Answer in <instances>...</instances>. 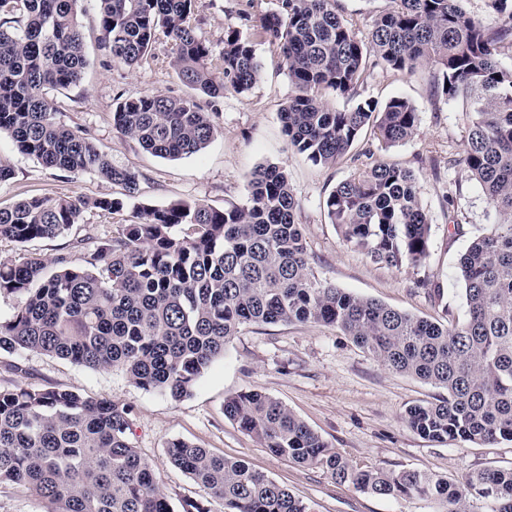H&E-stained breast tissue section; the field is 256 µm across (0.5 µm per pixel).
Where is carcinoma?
<instances>
[{
  "label": "carcinoma",
  "mask_w": 512,
  "mask_h": 512,
  "mask_svg": "<svg viewBox=\"0 0 512 512\" xmlns=\"http://www.w3.org/2000/svg\"><path fill=\"white\" fill-rule=\"evenodd\" d=\"M81 0H0V135L43 165L97 173L128 194L138 175L112 165L87 133L56 121L50 88L76 83L87 65L78 21ZM101 49L117 65L141 63L164 37L171 65L194 94L148 93L118 103L113 124L161 158L204 150L216 127L197 96L250 92L262 69L254 38L279 49L294 87L280 112L289 144L316 165L341 159L367 128L387 146L417 132V107L404 97L351 109L326 95L353 96L368 66L434 71L435 92L463 96L471 111L454 159L481 185L496 221L458 262L468 316L443 324L330 286L314 273L299 203L287 173L257 168L242 202L222 210L175 201L145 208L77 263L55 269L30 257L0 258V294L20 297L0 320V351L39 352L88 369H122L146 392L190 395L231 336L247 325L332 326L389 369L447 391L410 407L407 422L432 441H512V0H488L478 18L463 0H390L367 38L337 0H278L255 35L224 31L214 56L194 25L198 0H98ZM121 198H31L0 207V240L55 238L87 210L115 213ZM343 240L390 266L429 254L431 224L415 173L377 160L339 182L323 203ZM134 408L48 386L0 387V483L48 505V512H211L186 498L174 510L156 470L131 443ZM224 415L276 457L324 470L340 485L378 497L418 496L442 512H512V468L460 480L414 470L363 466L330 448L279 400L256 390L225 400ZM169 463L220 501L224 512H310L266 474L182 439ZM480 510H475V505Z\"/></svg>",
  "instance_id": "cac0c4a2"
}]
</instances>
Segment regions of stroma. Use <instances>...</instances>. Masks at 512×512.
I'll return each instance as SVG.
<instances>
[{"label": "stroma", "instance_id": "1", "mask_svg": "<svg viewBox=\"0 0 512 512\" xmlns=\"http://www.w3.org/2000/svg\"><path fill=\"white\" fill-rule=\"evenodd\" d=\"M275 0H199L197 32L213 51L223 47L230 28L251 33L273 11ZM89 64L80 80L52 94L57 121L86 130L113 165L135 171L137 191L123 210L104 215L86 211L83 222L53 239L25 244L0 241V257L21 259L30 253L46 258L72 251L77 239L110 237L118 225L136 222L145 207L183 200L223 209L240 202L253 171L262 165L283 168L299 202L296 220L304 227L311 265L319 278L354 295L428 319L463 321L467 307L458 278V259L470 242L487 233L494 213L478 182L464 169L448 164L466 135L469 108L463 99L433 94L428 71L397 74L371 69L357 98L386 102L400 96L419 112L415 136L384 146L366 134L353 154L371 149L376 158L415 171L418 193L431 224L429 255L419 265L393 268L373 262L343 242L331 224L323 201L337 183L356 168L351 156L335 165L317 166L288 143L280 112L292 93L282 55L256 43L262 65L260 82L247 94L225 90L204 100L218 128L199 154L163 159L119 133L112 113L118 102L144 93L189 95L172 66V48L159 39L153 57L127 68L113 64L100 48L96 0H83L79 16ZM357 98H337L339 109ZM0 160L12 176L0 183V207L31 198L124 197L122 186L94 173H68L45 167L0 137ZM22 371H14V364ZM14 384L56 386L87 397H107L135 409L132 441L158 472L171 502L206 497V490L172 466L165 455L168 441L181 438L211 453L241 459L310 505L312 512H436L433 502L417 497H375L336 484L322 469L306 467L269 453L225 417L224 401L236 393L257 390L288 406L331 448L356 462L385 470H418L451 479L489 467L512 466V441L493 445L434 442L407 423L409 407L435 400L442 389L389 370L332 327L278 323L240 329L199 379L192 394L173 400L135 387L117 368L92 370L36 352L0 351V387Z\"/></svg>", "mask_w": 512, "mask_h": 512}]
</instances>
